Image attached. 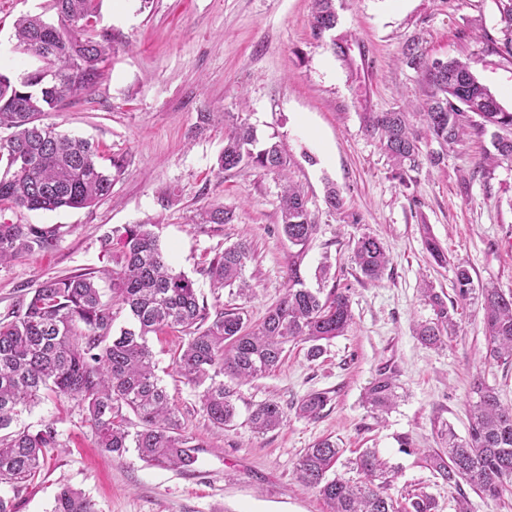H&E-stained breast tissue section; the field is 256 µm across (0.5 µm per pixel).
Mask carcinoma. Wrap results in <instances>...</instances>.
Instances as JSON below:
<instances>
[{"mask_svg": "<svg viewBox=\"0 0 512 512\" xmlns=\"http://www.w3.org/2000/svg\"><path fill=\"white\" fill-rule=\"evenodd\" d=\"M94 0H55L57 22L25 16L16 26L23 49L45 60L21 82L0 73V202L28 210L89 208L111 195L115 175L124 158H112V170L101 167L98 149L88 140L69 137L56 125L42 122L49 112L71 104L95 88L101 63L109 49L108 35H91ZM311 32L320 39L338 24L335 0H313ZM500 2L501 39L486 36L497 52L512 57V0ZM406 63L425 75L428 98L411 114L404 108L369 112L366 130L379 137L381 149L400 179L427 162L443 161L438 152L422 154L420 135L410 116L421 120L425 135L441 150L464 143L472 136L491 134L494 153L483 163L497 166L512 162V111L501 107L473 73L471 62L449 59L431 62L416 39L403 49ZM290 158L280 144L259 143L256 129L230 112L224 113V149L217 159L218 172L248 167L258 172L284 174ZM281 228L294 246L304 247L317 224L302 189L288 183L279 200ZM233 212L220 203L200 209L198 223L228 224ZM57 241V228L39 224H0V264ZM115 268L108 271L112 300L103 299L92 273L47 278L18 303L16 311L0 320V484L15 487L33 483L59 446L56 421L32 431L13 428L21 415L52 393L78 402L85 410L98 446L121 456L133 447L146 463L173 470H189L197 462L201 444L184 434L165 388L155 374L149 337L177 332L185 345L174 358L177 373L188 383L211 380L202 394V407L217 428L233 423L236 409L230 391L215 377L252 380L278 367L285 345L309 344L308 356L323 353L322 342L344 335L353 321L347 290L332 289L326 297L304 286L299 264L288 262V285L263 322L252 327L238 308H219L198 296L195 283L173 271L157 237L145 224H127L102 239ZM252 258L248 240L242 239L216 255L204 269L212 288L236 286L248 296L250 285L243 271ZM352 261L370 281L381 278L389 256L383 243L366 233L354 241ZM435 319L419 326V341L439 348L456 333L457 321L429 282L421 288ZM479 294L482 301L486 357L512 361V294L497 288L476 289L469 270L456 268V301L464 303ZM216 315H211V309ZM126 311L127 323L114 329L117 312ZM397 378L379 372L364 394V403L379 415L397 402ZM470 429L460 438L451 427L439 428L446 446L427 454L430 468L456 486L464 482L483 497L497 499L512 486V405H505L495 387L477 377L472 383ZM330 397L312 391L295 406V413L317 418ZM128 410L138 419L129 430ZM287 414L267 400L249 418L250 428L264 433L281 426ZM341 456L335 441L324 438L306 449L296 464L297 478L316 490L331 512H401L388 493L396 479L376 452L367 450L351 461L356 480L327 472ZM410 512H437L435 499L424 491L409 497ZM52 512H95L92 502L75 489L64 487L55 496Z\"/></svg>", "mask_w": 512, "mask_h": 512, "instance_id": "obj_1", "label": "carcinoma"}]
</instances>
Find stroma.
Returning <instances> with one entry per match:
<instances>
[{
  "instance_id": "1",
  "label": "stroma",
  "mask_w": 512,
  "mask_h": 512,
  "mask_svg": "<svg viewBox=\"0 0 512 512\" xmlns=\"http://www.w3.org/2000/svg\"><path fill=\"white\" fill-rule=\"evenodd\" d=\"M336 9L337 31L350 39L345 57L333 53L329 39L312 36V0H97L94 29L108 32L113 45L103 75L90 95L46 120L94 143L103 166L118 156L126 164L111 196L91 208L30 211L0 203L2 224L58 229L52 249L0 266V318L45 278L111 268L103 236L145 222L175 271L207 299V262L248 239L254 256L244 275L253 293H226L221 300L225 308H243L251 324L282 296L294 255L307 287L325 294L348 289L353 323L317 360L308 359L307 344L291 343L275 371L250 382L225 380L237 416L222 429L205 415L200 387L174 368L182 338L151 337L156 374L185 434L201 444L187 471L150 466L133 450L106 453L77 402L44 397L20 423L36 429L56 421L61 447L32 486L0 485V497L16 512H51L64 486L83 492L95 512H329L295 475L305 449L325 437L343 450L330 476L357 479L348 461L368 449L396 472L393 498L420 488L435 498L437 512H457L463 495L473 512H512V490L499 499L479 497L470 486L443 481L426 461L442 445L441 425L467 436L474 376L512 404V363L487 359L480 299L458 306V332L442 348H425L415 337L416 326L434 316L421 280L454 298L461 264L475 286L512 294V163L478 172L492 145L490 136L473 137L405 184L365 128L367 113L426 97L428 85L403 57L413 38L432 59L475 57L479 81L512 110V56L485 41L499 34L497 0H336ZM35 14L55 19L53 0H0V73L15 81L44 66L14 36L17 20ZM202 112H234L260 138L277 137L292 159L287 178L249 168L217 173L224 127L199 128ZM287 179L306 192L317 224L301 251L281 231L279 198ZM329 180L343 192L344 211L324 202ZM166 190L174 194L169 206L160 201ZM211 202L232 209L231 223H194L197 210ZM363 233L390 255L376 282L365 280L351 260L352 240ZM429 236L443 248L445 264L426 250ZM325 262L330 271L323 277ZM383 368L397 373L400 398L376 416L363 395ZM312 391L328 392L330 403L318 418L296 416L295 402ZM268 399L288 418L275 430L253 432L249 415ZM402 437L408 447H400Z\"/></svg>"
}]
</instances>
